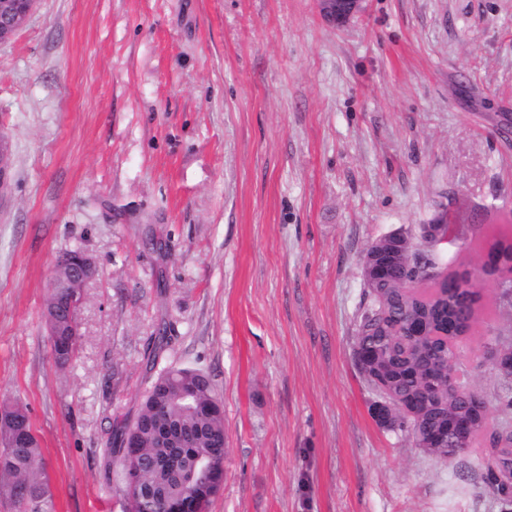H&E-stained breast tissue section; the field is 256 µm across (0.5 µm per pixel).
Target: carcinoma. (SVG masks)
Wrapping results in <instances>:
<instances>
[{
	"mask_svg": "<svg viewBox=\"0 0 512 512\" xmlns=\"http://www.w3.org/2000/svg\"><path fill=\"white\" fill-rule=\"evenodd\" d=\"M482 251L483 257L495 264H512V242L504 238H493ZM386 277V283L366 288L368 304L358 325L356 347L365 352L364 370L385 379L396 394L422 413L418 422L402 417L399 430L416 442L423 441L436 431L447 430L454 419L471 410L464 393L471 387L466 378L448 403L440 406L438 401L448 393V365L456 366L460 361L458 343L475 320L480 296L459 290L458 278L444 273L436 251L419 250L410 234L396 263L387 266ZM59 294V290L48 294L44 318L56 321L62 336L52 342L53 353L65 351L68 362L77 348L76 316L59 303ZM413 317L425 326V334L418 338L410 335L409 321ZM168 330L163 323L153 336L145 359L148 374L169 346ZM215 399L213 383L202 370L182 366L160 370L151 380L136 417L117 428L104 449L117 466L122 491L126 493L136 484H151L166 498L189 492L206 502L220 492L224 475L198 465L204 457L224 459V415L202 411ZM159 420L176 421L184 431L182 469L176 475L156 467L171 453L148 427V423ZM132 440L134 450L128 448ZM489 442L485 480L503 503L511 506L512 487L503 476L512 467V425L503 423L490 434ZM19 488L25 490L27 512L52 510L43 450L36 437L0 449V494L10 499Z\"/></svg>",
	"mask_w": 512,
	"mask_h": 512,
	"instance_id": "cac0c4a2",
	"label": "carcinoma"
}]
</instances>
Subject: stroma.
<instances>
[{"mask_svg":"<svg viewBox=\"0 0 512 512\" xmlns=\"http://www.w3.org/2000/svg\"><path fill=\"white\" fill-rule=\"evenodd\" d=\"M0 135V405L28 409L53 512H127L104 448L162 323L224 407L206 512H507L485 446L442 460L373 420L354 347L371 244L512 226V0H364L341 27L316 0H38L0 44ZM75 247L98 273L60 367L43 307ZM497 293L461 357L492 428Z\"/></svg>","mask_w":512,"mask_h":512,"instance_id":"stroma-1","label":"stroma"}]
</instances>
